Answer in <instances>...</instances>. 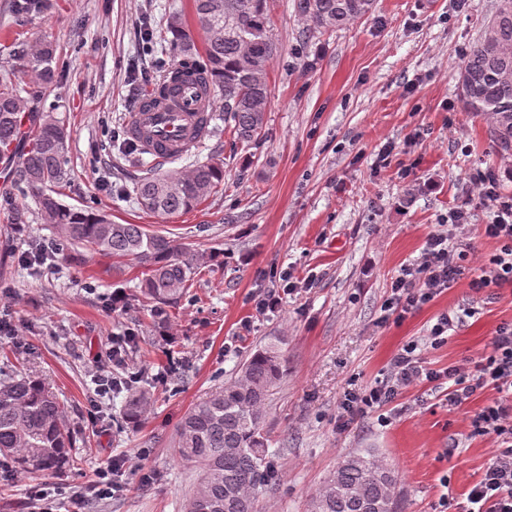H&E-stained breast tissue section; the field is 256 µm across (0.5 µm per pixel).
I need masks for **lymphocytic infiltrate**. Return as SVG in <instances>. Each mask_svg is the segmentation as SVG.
<instances>
[{"mask_svg": "<svg viewBox=\"0 0 512 512\" xmlns=\"http://www.w3.org/2000/svg\"><path fill=\"white\" fill-rule=\"evenodd\" d=\"M473 182L482 200L491 208L490 221L474 223L469 203L455 207L446 231L431 234L421 256L406 265L393 281L387 310L405 316L456 282L464 272L466 258L459 248L460 236L467 231L499 245L497 253L490 259V268L471 279L470 288L479 292L493 285L512 284V197L501 195L495 172H477ZM418 348V342L412 341L395 354L385 382L362 391L348 392L343 403L344 412L355 417L379 410L404 387L424 381H448V403L452 406L462 404L477 390L492 388L497 393L496 398L474 415L470 427L472 435L491 437L496 449L482 479L471 488L468 501L476 505L477 512H512V323L497 327L489 351L470 366L428 368L419 357ZM123 467L122 461L115 460L100 468L96 481L87 489L61 487L53 495L40 488L33 490L29 494L31 512H55L56 498L60 495L80 506L87 505L93 497H112L117 489L114 475Z\"/></svg>", "mask_w": 512, "mask_h": 512, "instance_id": "f902f5d3", "label": "lymphocytic infiltrate"}]
</instances>
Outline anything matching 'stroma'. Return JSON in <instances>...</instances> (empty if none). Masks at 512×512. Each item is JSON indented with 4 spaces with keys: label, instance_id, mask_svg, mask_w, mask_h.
Returning a JSON list of instances; mask_svg holds the SVG:
<instances>
[{
    "label": "stroma",
    "instance_id": "35a3bbf8",
    "mask_svg": "<svg viewBox=\"0 0 512 512\" xmlns=\"http://www.w3.org/2000/svg\"><path fill=\"white\" fill-rule=\"evenodd\" d=\"M496 0H377L375 12L303 44L310 23L295 0H273L279 52L269 70L262 140L233 147L224 127L173 162L186 172L224 165V182L197 208L158 216L137 200L155 172L132 162L127 120L135 101L174 56L159 41L168 17L185 19L196 44L205 34L192 0H37L27 12L0 0V70L27 76L14 54L43 37L57 46L60 77L49 95L69 138V180L61 200L121 224L167 234L205 255L201 273L170 307L167 336L154 331L133 295L144 266L132 257L73 252L29 265L22 255L49 242L32 198L0 207V312L17 336L0 338V379L36 373L64 404L73 465L46 476L17 473L0 456V512H28L32 487L81 486L107 462L138 463L123 489L87 512H185L199 473L172 452L176 427L212 390L233 381L257 349L282 351L285 374L263 433L278 471L256 492L259 512H307L339 461L371 451L396 474L397 512H438L442 497L467 512L495 444L470 434L495 391L448 403L447 385L402 389L381 412L345 421L349 391L386 380L391 358L417 341L428 367L473 359L512 323V286H469L493 255V240L467 239L461 278L403 320L384 302L402 266L470 196L474 168L493 166L512 195V157L494 148L487 116L465 109L458 64L479 38ZM25 223L14 220L15 211ZM217 260H210V253ZM279 296L261 313L257 302ZM474 309L446 344L428 340L438 315ZM136 347L123 364L116 337ZM142 372L152 402L137 426L120 422L123 394L98 396L96 380Z\"/></svg>",
    "mask_w": 512,
    "mask_h": 512
}]
</instances>
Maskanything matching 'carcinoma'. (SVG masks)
<instances>
[{"mask_svg": "<svg viewBox=\"0 0 512 512\" xmlns=\"http://www.w3.org/2000/svg\"><path fill=\"white\" fill-rule=\"evenodd\" d=\"M376 0H296V11L313 27L309 41L370 17ZM206 38L198 48L182 15L170 16L167 29L176 62L164 70L141 105L157 108L170 86L194 81L200 94L224 95V121L233 142L249 146L263 135L269 98L268 73L278 52L270 33V0H193ZM29 95L41 98L57 80L56 46L42 40L20 54ZM459 94L470 112L490 117L498 153L512 152V0H497L479 39L459 63ZM22 100L10 74L0 75V159L16 164L13 187L35 199L40 219L53 227L56 250L82 247L92 253L133 256L145 265L137 301L149 308L153 324L164 331L168 307L180 301L199 274L200 257L180 240L149 233L139 224H119L93 209H75L59 199L56 187L68 176L69 134L54 108L21 115ZM34 126L23 131L24 122ZM224 183V166L206 163L185 174L156 173L138 185L146 210L173 215L195 209ZM285 360L273 347L261 348L243 363L237 379L211 393L181 419L175 457L200 470L188 512H257L255 490L273 486L278 472L269 460L262 433L266 407L284 375ZM126 392L122 419L137 424L147 413L148 390L129 378L112 381ZM72 435L56 395L40 380L22 375L0 381V454L13 458L30 476L56 472L72 462ZM396 476L370 453L345 456L336 478L311 498L309 512H395Z\"/></svg>", "mask_w": 512, "mask_h": 512, "instance_id": "cac0c4a2", "label": "carcinoma"}]
</instances>
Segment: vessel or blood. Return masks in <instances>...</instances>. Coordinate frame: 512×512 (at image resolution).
Masks as SVG:
<instances>
[{
  "mask_svg": "<svg viewBox=\"0 0 512 512\" xmlns=\"http://www.w3.org/2000/svg\"><path fill=\"white\" fill-rule=\"evenodd\" d=\"M206 108L197 85L184 82L171 88L168 105L130 113L128 132L154 163L166 165L204 142Z\"/></svg>",
  "mask_w": 512,
  "mask_h": 512,
  "instance_id": "1",
  "label": "vessel or blood"
}]
</instances>
